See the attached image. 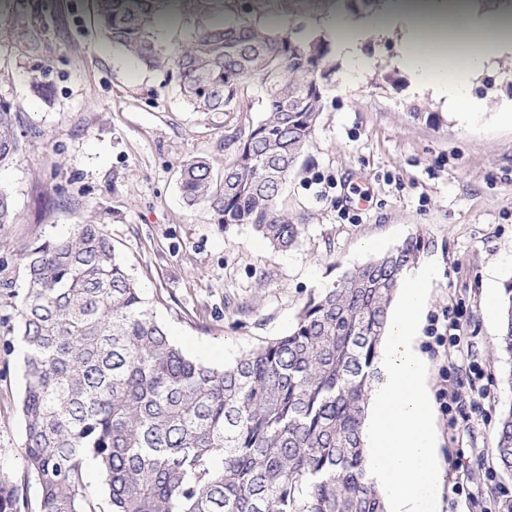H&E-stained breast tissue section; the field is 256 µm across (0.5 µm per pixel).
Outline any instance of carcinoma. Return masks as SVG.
Here are the masks:
<instances>
[{
  "label": "carcinoma",
  "mask_w": 512,
  "mask_h": 512,
  "mask_svg": "<svg viewBox=\"0 0 512 512\" xmlns=\"http://www.w3.org/2000/svg\"><path fill=\"white\" fill-rule=\"evenodd\" d=\"M158 4L97 0V24L146 66L174 63L197 112H242L249 84L267 90L262 118L234 137L220 177L205 158L182 163L186 202L288 248L300 225L276 199L322 101L307 87L305 51L327 55L329 44L314 25L272 32L242 11L171 57L151 34ZM15 118L0 107V167L22 149ZM429 246L419 234L345 270L309 296L287 335L214 367L174 343L97 225L27 244L23 284L0 279V300L15 311L0 327L27 350L25 469L18 481L0 478V512H29L32 481L39 512H97L86 494L92 461L110 512H386L365 475L362 426L401 276ZM503 289L497 346L512 356V279ZM494 455L512 474V406Z\"/></svg>",
  "instance_id": "obj_1"
}]
</instances>
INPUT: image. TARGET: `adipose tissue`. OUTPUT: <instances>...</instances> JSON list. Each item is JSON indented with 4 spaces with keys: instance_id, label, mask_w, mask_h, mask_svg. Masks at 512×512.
<instances>
[{
    "instance_id": "adipose-tissue-1",
    "label": "adipose tissue",
    "mask_w": 512,
    "mask_h": 512,
    "mask_svg": "<svg viewBox=\"0 0 512 512\" xmlns=\"http://www.w3.org/2000/svg\"><path fill=\"white\" fill-rule=\"evenodd\" d=\"M340 51L353 66H362L365 32L399 37L398 62L416 88L432 90L461 121L481 112L471 95V77L489 57L512 52V7L480 12L474 0H385L365 27L342 16L329 19Z\"/></svg>"
}]
</instances>
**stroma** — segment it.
<instances>
[{
  "label": "stroma",
  "mask_w": 512,
  "mask_h": 512,
  "mask_svg": "<svg viewBox=\"0 0 512 512\" xmlns=\"http://www.w3.org/2000/svg\"><path fill=\"white\" fill-rule=\"evenodd\" d=\"M380 3L166 0L154 37L176 52L246 6L269 30L312 24L332 44L333 13L359 24ZM398 48L368 36L357 71L333 51L314 138L277 201L302 231L278 250L250 225L223 226L209 204L188 205L178 181L194 157L223 171L230 139L262 116L260 84L248 86L246 111L196 112L173 67L148 68L98 31L93 0H0V102L16 112L23 142L0 168L16 214L0 228V260L22 276L16 255L27 243L98 225L173 341L219 367L288 334L310 294L373 257L368 242L384 251L424 233L423 260L443 269L419 336L445 476L440 512H492L494 495L512 497V476L491 454L512 407V356L497 350L499 320L485 307L489 288L512 278V125L499 119L512 108V55L474 79L485 110L464 125L414 87ZM445 312L464 325L468 360L429 335ZM23 365L19 337L1 334L0 475L10 479L24 471Z\"/></svg>",
  "instance_id": "stroma-1"
}]
</instances>
